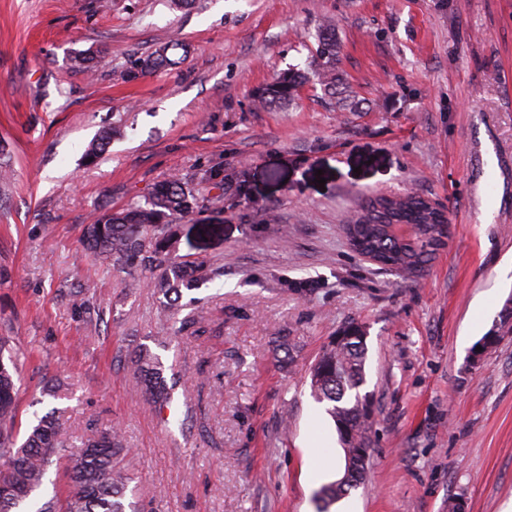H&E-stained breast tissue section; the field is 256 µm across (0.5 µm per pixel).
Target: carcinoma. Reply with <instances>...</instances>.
Masks as SVG:
<instances>
[{
	"mask_svg": "<svg viewBox=\"0 0 512 512\" xmlns=\"http://www.w3.org/2000/svg\"><path fill=\"white\" fill-rule=\"evenodd\" d=\"M164 48L141 62V68L154 71L176 64ZM340 44L332 31L323 32L313 52L315 74L324 95L344 109L358 105L355 95L336 74ZM309 82L306 72L291 68L262 88V106L281 107L294 101ZM200 193L177 179L157 184L146 202L130 204L109 212L86 227L85 248L110 265L134 278L144 267L159 270L151 283L167 298L180 288L195 287L200 266L178 262L171 255L172 227L192 214ZM449 220L428 199L414 194L375 196L366 203L364 213L343 226L353 251L373 253L382 270L417 272L445 245ZM366 337L343 342L331 340L310 367V386L314 399L327 404V414L336 425L345 454V473L337 482L321 490L322 498L332 502L358 487L366 475L372 452L369 403L359 389L366 381ZM136 383L152 398L162 401L166 383L156 357L140 351L135 357ZM16 385L13 372L0 354V512H18L42 488L52 457L69 447L61 412L53 410L41 417L27 432L20 447H15L17 420ZM124 450L119 429L108 427L83 441L66 458L68 489L62 498L53 497L35 512H140L135 492L128 491L130 478L119 463Z\"/></svg>",
	"mask_w": 512,
	"mask_h": 512,
	"instance_id": "carcinoma-1",
	"label": "carcinoma"
}]
</instances>
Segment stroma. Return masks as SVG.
<instances>
[{"mask_svg": "<svg viewBox=\"0 0 512 512\" xmlns=\"http://www.w3.org/2000/svg\"><path fill=\"white\" fill-rule=\"evenodd\" d=\"M324 24L360 110L311 86L292 107L260 106ZM173 42L180 64L140 69ZM99 54L97 72L75 62ZM106 127L111 144L86 163ZM0 147L12 168L0 336L22 355L17 419L65 410L74 444L119 426L145 512H318L322 464L344 453L309 367L355 326L374 451L328 512L512 500V333L472 354L512 300V0H0ZM212 171L223 198L173 227L174 251L202 265L173 341L152 271L109 270L82 232L159 182L200 190ZM407 193L445 208L450 241L420 272H385L340 227L363 195ZM302 279L313 293L287 290ZM88 280L93 322L69 297ZM141 349L172 388L165 405L135 384Z\"/></svg>", "mask_w": 512, "mask_h": 512, "instance_id": "1", "label": "stroma"}]
</instances>
